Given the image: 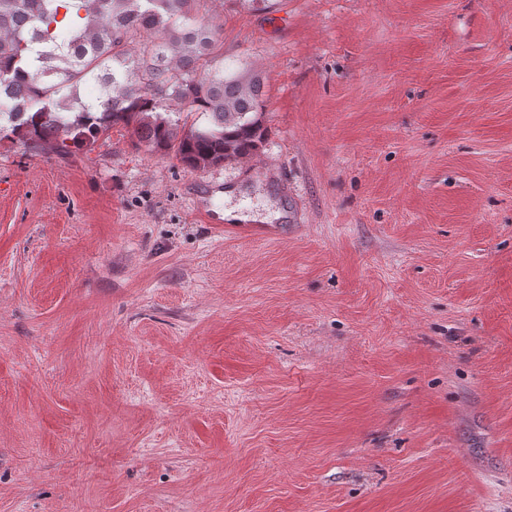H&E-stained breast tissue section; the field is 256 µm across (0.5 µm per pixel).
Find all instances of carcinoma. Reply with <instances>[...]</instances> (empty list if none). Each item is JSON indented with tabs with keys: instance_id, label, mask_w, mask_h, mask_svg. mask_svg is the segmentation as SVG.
<instances>
[{
	"instance_id": "1",
	"label": "carcinoma",
	"mask_w": 512,
	"mask_h": 512,
	"mask_svg": "<svg viewBox=\"0 0 512 512\" xmlns=\"http://www.w3.org/2000/svg\"><path fill=\"white\" fill-rule=\"evenodd\" d=\"M206 0H0V141L89 153L114 127L187 170L257 154L263 79L224 64ZM88 83L99 96L85 101Z\"/></svg>"
}]
</instances>
